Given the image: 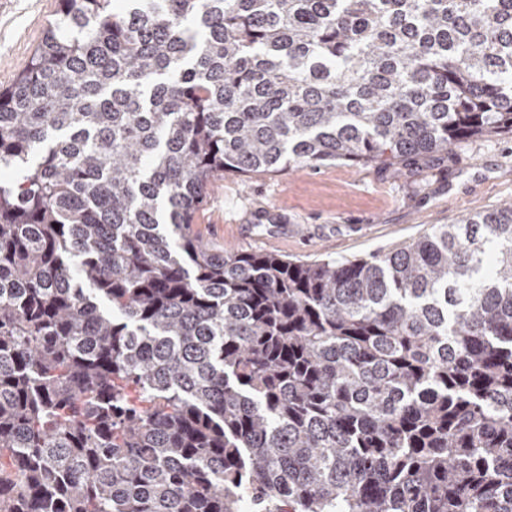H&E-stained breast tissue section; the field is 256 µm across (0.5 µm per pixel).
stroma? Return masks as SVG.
Returning a JSON list of instances; mask_svg holds the SVG:
<instances>
[{
  "instance_id": "35a3bbf8",
  "label": "stroma",
  "mask_w": 512,
  "mask_h": 512,
  "mask_svg": "<svg viewBox=\"0 0 512 512\" xmlns=\"http://www.w3.org/2000/svg\"><path fill=\"white\" fill-rule=\"evenodd\" d=\"M57 0H0V86L52 21ZM512 202V134L475 137L401 169L344 165L216 178L193 232L210 247L301 260L387 253L478 211Z\"/></svg>"
}]
</instances>
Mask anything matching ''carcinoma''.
Listing matches in <instances>:
<instances>
[{
  "label": "carcinoma",
  "instance_id": "carcinoma-1",
  "mask_svg": "<svg viewBox=\"0 0 512 512\" xmlns=\"http://www.w3.org/2000/svg\"><path fill=\"white\" fill-rule=\"evenodd\" d=\"M58 0L0 90V512H512V203L213 250L212 179L512 132V0Z\"/></svg>",
  "mask_w": 512,
  "mask_h": 512
}]
</instances>
